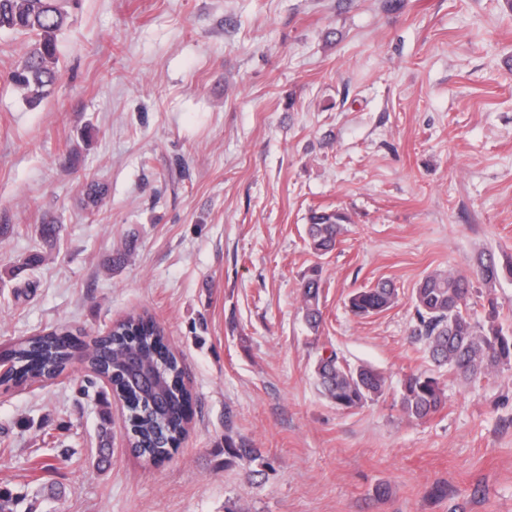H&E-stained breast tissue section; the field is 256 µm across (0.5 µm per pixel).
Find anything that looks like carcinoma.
Returning <instances> with one entry per match:
<instances>
[{"label":"carcinoma","mask_w":512,"mask_h":512,"mask_svg":"<svg viewBox=\"0 0 512 512\" xmlns=\"http://www.w3.org/2000/svg\"><path fill=\"white\" fill-rule=\"evenodd\" d=\"M78 6L79 0H0V32L24 38L22 61L6 78L23 99L36 102L53 91L60 77L59 37L72 25ZM346 223L347 215L339 210L313 212L307 229L312 252L317 256L331 252ZM474 273L484 286L493 288L501 278H512V259L500 265L491 255L480 257ZM300 288L305 325L316 334L323 322L321 266L308 269ZM469 293L465 273L430 271L415 290L412 336L424 343L435 362L448 365L461 378L495 379L512 370V330L498 322L494 302L483 315L468 307ZM396 300V289L381 282L353 291L347 308L353 316L366 318L389 309ZM79 349L85 351L87 367L79 392L88 391L102 376L108 379L112 395L127 411L132 453L156 461L177 449L187 433L192 397L164 329L148 315L126 316L91 344L65 327L11 342L0 348V366L6 367L0 373V386L53 381ZM133 351L163 375L161 401L131 385L119 369L121 358ZM315 374L323 395L344 411L372 404L386 390L387 379L379 370L369 364L352 366L334 350L317 360ZM444 402V386L434 375L417 372L404 379L400 405L408 417H429ZM224 454L227 464L234 459H262L259 449L247 448L229 435L224 436Z\"/></svg>","instance_id":"cac0c4a2"}]
</instances>
